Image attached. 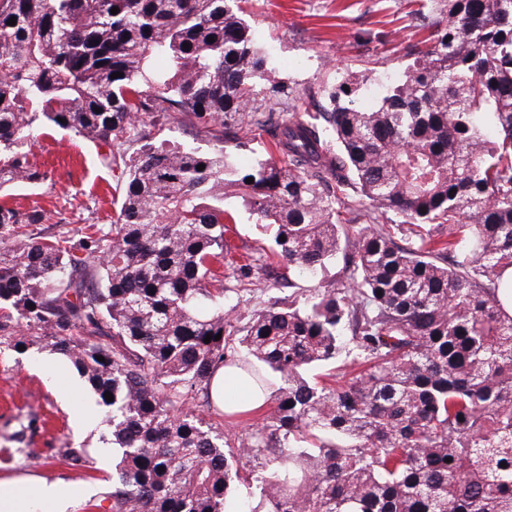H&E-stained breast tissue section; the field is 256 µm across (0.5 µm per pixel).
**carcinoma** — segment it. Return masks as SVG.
<instances>
[{
  "instance_id": "carcinoma-1",
  "label": "carcinoma",
  "mask_w": 512,
  "mask_h": 512,
  "mask_svg": "<svg viewBox=\"0 0 512 512\" xmlns=\"http://www.w3.org/2000/svg\"><path fill=\"white\" fill-rule=\"evenodd\" d=\"M233 4L0 0V191L46 178L36 125L98 142L121 179L108 229L28 240L44 213L0 204V344L44 343L98 396L108 512H512V0H440L373 109L347 73L288 121V85ZM179 115L256 126L284 160L143 143ZM228 196L275 233L226 274ZM356 202L398 224L349 234ZM340 253L341 287L229 321L224 278L261 285L275 258L291 288ZM345 351L343 383L310 380ZM227 365L259 391L280 379L237 444L206 421ZM58 456L89 463L80 445Z\"/></svg>"
}]
</instances>
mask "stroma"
Instances as JSON below:
<instances>
[{
  "instance_id": "35a3bbf8",
  "label": "stroma",
  "mask_w": 512,
  "mask_h": 512,
  "mask_svg": "<svg viewBox=\"0 0 512 512\" xmlns=\"http://www.w3.org/2000/svg\"><path fill=\"white\" fill-rule=\"evenodd\" d=\"M437 0H239L243 17L253 27L272 65L287 83V97L278 109L285 119L302 109L318 110L324 92L346 72L364 81L365 91L386 93L410 58L408 45L420 43L424 21L439 20ZM250 147L237 150L238 140ZM153 144L183 145L209 151L217 145L237 151L241 162L254 163L272 153L270 136L254 127L232 125L222 140L203 133L191 118L157 127ZM36 163L46 180L15 188L10 204L44 212L49 223L66 220L71 228L112 222L116 171L100 162L95 142L55 130L40 133L31 142ZM224 237L234 248V259L268 247L266 235L248 221L240 204L224 202ZM278 265L264 273L274 291L245 290L231 294L235 318L247 320L271 297H284L288 286L277 285ZM98 416L96 397L85 378L67 359L30 345L15 351L0 345V480L20 476L37 481L63 482L74 491L69 512H94L111 491L112 451L101 441L102 427L87 430L75 419L73 407ZM38 430L28 445L37 453L27 459L17 453L14 436L29 420ZM81 444L92 460L89 468L75 470L58 459L60 448Z\"/></svg>"
}]
</instances>
